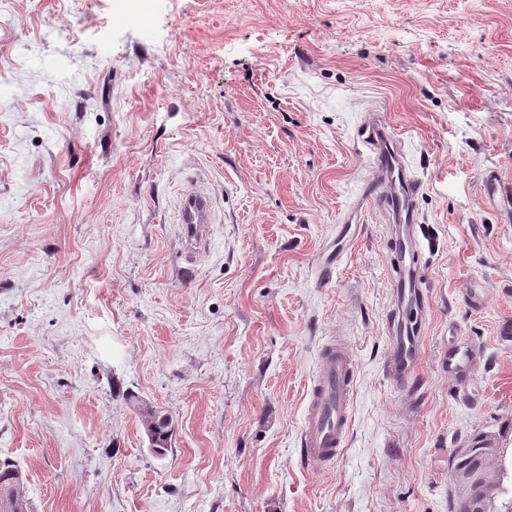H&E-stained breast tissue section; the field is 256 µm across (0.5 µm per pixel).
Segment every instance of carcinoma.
I'll use <instances>...</instances> for the list:
<instances>
[{"label":"carcinoma","mask_w":512,"mask_h":512,"mask_svg":"<svg viewBox=\"0 0 512 512\" xmlns=\"http://www.w3.org/2000/svg\"><path fill=\"white\" fill-rule=\"evenodd\" d=\"M141 417L152 452L165 455L175 430L172 419L148 406L142 409ZM481 442L478 437L462 449L450 472L458 512H477L483 492L479 478L493 471L500 473V500L512 504V457L506 448H484ZM0 512H29L20 492L19 474L6 462L0 464Z\"/></svg>","instance_id":"cac0c4a2"}]
</instances>
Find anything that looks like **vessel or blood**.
I'll list each match as a JSON object with an SVG mask.
<instances>
[{
    "mask_svg": "<svg viewBox=\"0 0 512 512\" xmlns=\"http://www.w3.org/2000/svg\"><path fill=\"white\" fill-rule=\"evenodd\" d=\"M366 143L372 155L374 177L365 199L376 202L391 223L397 224L393 238L400 262L394 281L397 307L389 323L390 338L385 369L391 380L404 388L420 378V354L429 314V304L418 275L420 234L415 200L421 190L419 180L403 160L400 145L381 120H372ZM212 205L207 192L190 187L182 197L181 222L189 245L208 241ZM478 363L468 343L449 346L444 368L458 383H465ZM355 364L349 349L339 340L325 343L309 392L307 411L300 432V448L306 459L324 464L339 456L351 426Z\"/></svg>",
    "mask_w": 512,
    "mask_h": 512,
    "instance_id": "1",
    "label": "vessel or blood"
}]
</instances>
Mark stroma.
Masks as SVG:
<instances>
[{
    "label": "stroma",
    "instance_id": "35a3bbf8",
    "mask_svg": "<svg viewBox=\"0 0 512 512\" xmlns=\"http://www.w3.org/2000/svg\"><path fill=\"white\" fill-rule=\"evenodd\" d=\"M0 0V463L31 512H455L512 422V0ZM383 114L436 252L421 379L384 369L393 225L363 217ZM213 196L205 250L179 222ZM481 362L439 365L449 331ZM356 365L331 464L299 430L320 349ZM167 413L148 448L136 400ZM142 424L148 436L152 452L156 456H164L174 434L175 427L172 419L161 410L145 406L141 412ZM481 442L482 436H479L463 448L450 472L459 512H481L477 510L483 487L478 477L483 478L493 471L500 473V500L512 506V454L510 452L509 458V448H484Z\"/></svg>",
    "mask_w": 512,
    "mask_h": 512
}]
</instances>
